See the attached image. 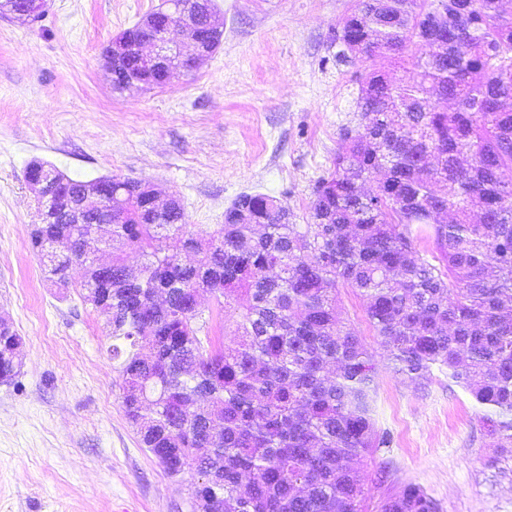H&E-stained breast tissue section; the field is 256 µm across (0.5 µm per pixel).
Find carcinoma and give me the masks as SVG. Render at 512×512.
<instances>
[{"label": "carcinoma", "mask_w": 512, "mask_h": 512, "mask_svg": "<svg viewBox=\"0 0 512 512\" xmlns=\"http://www.w3.org/2000/svg\"><path fill=\"white\" fill-rule=\"evenodd\" d=\"M470 7L460 37L432 28L438 4ZM357 57L382 60L360 82L358 129L344 128L333 171L318 180L309 223L282 221L281 205L243 193L210 233L188 230L184 209L158 213L127 181L101 177L109 238L58 216L35 225L31 245L58 239L69 253L42 260L59 288L70 261L112 267L80 284L93 305L112 293L105 333L119 361L122 404L140 442L165 473L194 472L198 512H363L358 466L390 436L375 430L378 366L345 321L337 290L363 299L394 371L419 385L433 367L484 408L483 429L512 449V10L504 0H357L340 22ZM415 47L410 81L385 62ZM439 90L454 110L431 105ZM384 177L376 189L365 182ZM80 194L85 182L42 162ZM432 241L427 258L420 243ZM141 259L134 275L126 250ZM224 299L234 329L217 344L196 293ZM22 338L0 330V380L20 368ZM380 512H438L413 484Z\"/></svg>", "instance_id": "cac0c4a2"}]
</instances>
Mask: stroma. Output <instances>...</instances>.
Wrapping results in <instances>:
<instances>
[{"mask_svg": "<svg viewBox=\"0 0 512 512\" xmlns=\"http://www.w3.org/2000/svg\"><path fill=\"white\" fill-rule=\"evenodd\" d=\"M163 0H46L44 16H0V315L22 337L16 377L0 381V512H193L191 475L169 478L122 405L106 317L56 287L30 247L35 160L89 181H148L177 197L192 231L223 223L241 193L272 196L306 223L341 128L357 125L362 62H340L339 23L356 0H214L218 49L148 91L113 92L102 49ZM339 305L379 368L378 430L391 437L360 468L367 512L406 484L440 512H512V458L479 407L432 370L395 373L352 288Z\"/></svg>", "mask_w": 512, "mask_h": 512, "instance_id": "1", "label": "stroma"}]
</instances>
